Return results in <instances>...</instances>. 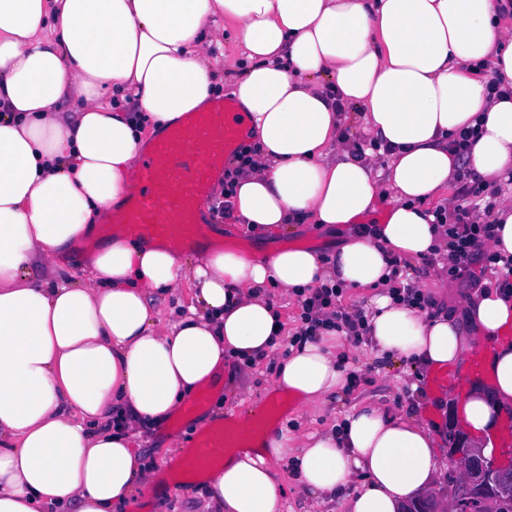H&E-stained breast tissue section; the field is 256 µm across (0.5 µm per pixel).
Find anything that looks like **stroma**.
<instances>
[{
	"instance_id": "35a3bbf8",
	"label": "stroma",
	"mask_w": 512,
	"mask_h": 512,
	"mask_svg": "<svg viewBox=\"0 0 512 512\" xmlns=\"http://www.w3.org/2000/svg\"><path fill=\"white\" fill-rule=\"evenodd\" d=\"M219 233L235 241L238 252L246 256L266 254L282 247L302 245L323 254L335 252L347 236L344 228L325 229L316 224H299L290 231H271L260 234L244 231L241 225L216 218ZM402 281L410 283L425 296L434 299L443 308H462L466 297L460 288L448 282L443 270L434 261L423 259L401 262L398 266ZM327 345L336 346L341 364L356 377L354 384L331 395L325 405L298 408L288 404L275 426L286 437L296 438L312 431L332 429L342 423L353 404L368 400L390 413L410 412L415 406L426 405L431 390L427 381H414L406 365L396 364L392 358L378 354L371 341L355 344L345 336L327 337ZM287 352L279 346L260 361L248 379H240L236 368L226 367L220 388L214 389L211 400L201 416L192 419L173 417L167 426L139 437L136 445L139 455L150 466L155 478L168 479L157 497L145 498L142 512H204L205 500L201 494L200 479L177 486L175 463L181 451L196 439L205 419L254 410L268 396L274 382L277 363ZM287 475L286 495L282 512H340L338 502L329 499H309L292 477V460L279 463Z\"/></svg>"
}]
</instances>
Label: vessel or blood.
<instances>
[{"mask_svg": "<svg viewBox=\"0 0 512 512\" xmlns=\"http://www.w3.org/2000/svg\"><path fill=\"white\" fill-rule=\"evenodd\" d=\"M248 136L245 120L230 97L210 99L199 111L153 140L134 173L135 189L120 209L107 211L105 235L175 248L185 254L217 245L206 206L218 177ZM275 401L248 425L232 420L198 433L179 461L185 475H201L222 462L226 452L244 447L275 422Z\"/></svg>", "mask_w": 512, "mask_h": 512, "instance_id": "obj_1", "label": "vessel or blood"}]
</instances>
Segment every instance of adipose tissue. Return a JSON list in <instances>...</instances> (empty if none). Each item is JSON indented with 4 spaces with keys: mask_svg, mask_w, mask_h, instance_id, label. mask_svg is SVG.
<instances>
[{
    "mask_svg": "<svg viewBox=\"0 0 512 512\" xmlns=\"http://www.w3.org/2000/svg\"><path fill=\"white\" fill-rule=\"evenodd\" d=\"M505 0H0V512H132L153 476L132 440L171 418L227 362L279 343L265 289L385 284L389 259L447 255L429 203L459 168L512 171V29ZM244 58L233 95L256 139L229 208L252 232L363 223L329 257L305 246L261 256L205 249L182 272L173 248L114 237L81 277L56 259L95 238L121 206L151 141L211 95L224 29ZM118 96L122 107L109 99ZM364 109L372 150L344 133ZM477 128L466 156L453 142ZM193 283L188 315L166 324L156 294ZM368 318L381 353L422 375L452 369L457 422L485 455L512 410V295L490 288L456 312L382 294ZM484 350L481 375L468 371ZM323 343L292 350L276 393L309 404L344 387ZM447 437L417 414L354 405L336 433H312L293 467L343 512H402L448 466ZM284 436L225 459L206 478L211 512H281Z\"/></svg>",
    "mask_w": 512,
    "mask_h": 512,
    "instance_id": "1",
    "label": "adipose tissue"
}]
</instances>
